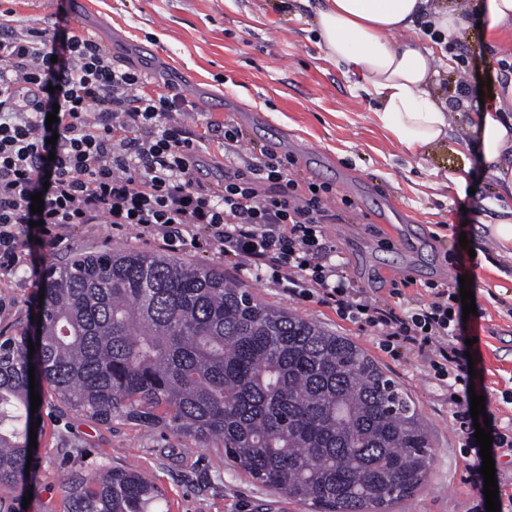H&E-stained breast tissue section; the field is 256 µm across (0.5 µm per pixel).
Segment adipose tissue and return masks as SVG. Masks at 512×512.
<instances>
[{
    "instance_id": "adipose-tissue-1",
    "label": "adipose tissue",
    "mask_w": 512,
    "mask_h": 512,
    "mask_svg": "<svg viewBox=\"0 0 512 512\" xmlns=\"http://www.w3.org/2000/svg\"><path fill=\"white\" fill-rule=\"evenodd\" d=\"M430 16L435 28L461 37L479 29L486 41L512 30V0H325L314 24L326 57L361 74L377 98L376 123L405 152L417 155L447 143L450 112L433 98L435 55L418 41H394L415 20ZM457 151L477 157L503 194L512 197V86L494 104L474 113L470 133Z\"/></svg>"
}]
</instances>
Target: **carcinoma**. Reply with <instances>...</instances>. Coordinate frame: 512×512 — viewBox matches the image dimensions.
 Listing matches in <instances>:
<instances>
[{
    "mask_svg": "<svg viewBox=\"0 0 512 512\" xmlns=\"http://www.w3.org/2000/svg\"><path fill=\"white\" fill-rule=\"evenodd\" d=\"M41 334L0 343V487L26 480L29 365L97 423L161 428L314 512H393L431 444L409 395L362 349L274 309L224 271L135 250L80 254L43 282ZM136 468L64 485L60 512H162Z\"/></svg>",
    "mask_w": 512,
    "mask_h": 512,
    "instance_id": "obj_1",
    "label": "carcinoma"
}]
</instances>
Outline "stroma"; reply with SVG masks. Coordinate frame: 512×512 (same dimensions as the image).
<instances>
[{
  "label": "stroma",
  "mask_w": 512,
  "mask_h": 512,
  "mask_svg": "<svg viewBox=\"0 0 512 512\" xmlns=\"http://www.w3.org/2000/svg\"><path fill=\"white\" fill-rule=\"evenodd\" d=\"M320 0H85L72 30L97 41L114 64L140 71L149 81L185 96L195 109L187 124L211 119L240 128L243 150L264 146L292 158L306 181L329 187V205L338 222L327 236L346 270L368 297L396 302L404 280L409 303L418 285L447 284L459 291L457 257L477 312L466 323L481 372L488 406L502 424L512 423V259L499 257L482 266L459 244L480 224L503 218L512 204L482 172L478 160L466 161L437 145L413 157L393 144L373 113L374 97L362 79L327 59L313 28ZM19 25L54 31L61 22L59 0H0ZM433 91L448 106L456 104V85L467 79L477 87L491 81L493 92L506 88L512 69V32L487 47L479 31L456 45H434ZM464 175V189L449 186L450 173ZM169 252L191 264L223 269L227 279L244 284L265 304L311 320L362 348L413 400L428 430L433 455L426 481L394 512H467L472 497L465 483L459 450L465 438L457 429L446 387L426 360L407 353L395 358L379 345L376 332L340 317L315 299L289 296L271 278L226 266L217 252L163 249L133 226L81 224L55 245L37 247L41 270L62 266L74 255L104 250ZM30 260L0 279V336L31 327L39 289L32 286ZM402 288V287H401ZM31 472L24 490L0 489L15 512H59L65 479L107 465L147 471L164 491L170 512H311L234 466L215 443L194 440L120 419L98 424L78 408L42 391ZM31 502H24L25 492Z\"/></svg>",
  "instance_id": "35a3bbf8"
}]
</instances>
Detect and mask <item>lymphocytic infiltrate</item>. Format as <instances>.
Returning a JSON list of instances; mask_svg holds the SVG:
<instances>
[{
    "label": "lymphocytic infiltrate",
    "mask_w": 512,
    "mask_h": 512,
    "mask_svg": "<svg viewBox=\"0 0 512 512\" xmlns=\"http://www.w3.org/2000/svg\"><path fill=\"white\" fill-rule=\"evenodd\" d=\"M0 11V275L19 262V240L61 241L99 219L135 226L163 245L218 250L225 264L270 274L288 293L319 298L340 316L377 331L384 348L426 356L450 383L452 416L466 434L464 481L472 512H487L483 459L474 437L472 381L462 319L446 287L431 285L416 311L367 298L349 279L323 227L337 216L325 186L299 181L270 149L243 154L232 123L183 120L186 98L151 88L141 73L116 68L94 41L58 28H21ZM58 120L47 123L48 113ZM222 133L224 182L198 178L200 156ZM42 194V226H33V194Z\"/></svg>",
    "instance_id": "obj_1"
}]
</instances>
